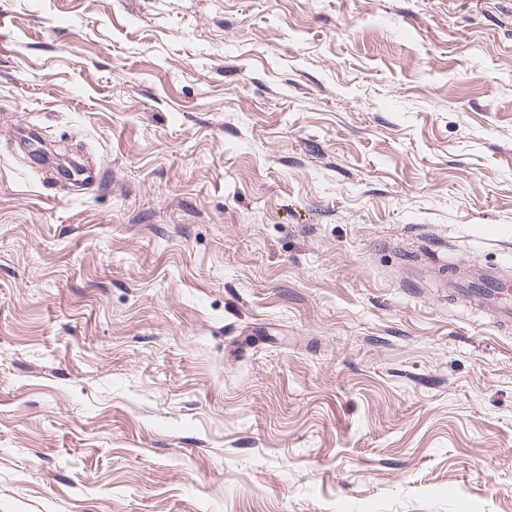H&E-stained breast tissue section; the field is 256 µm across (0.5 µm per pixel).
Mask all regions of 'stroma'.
<instances>
[{"mask_svg":"<svg viewBox=\"0 0 512 512\" xmlns=\"http://www.w3.org/2000/svg\"><path fill=\"white\" fill-rule=\"evenodd\" d=\"M477 270L512 0H0V512H512Z\"/></svg>","mask_w":512,"mask_h":512,"instance_id":"1","label":"stroma"}]
</instances>
